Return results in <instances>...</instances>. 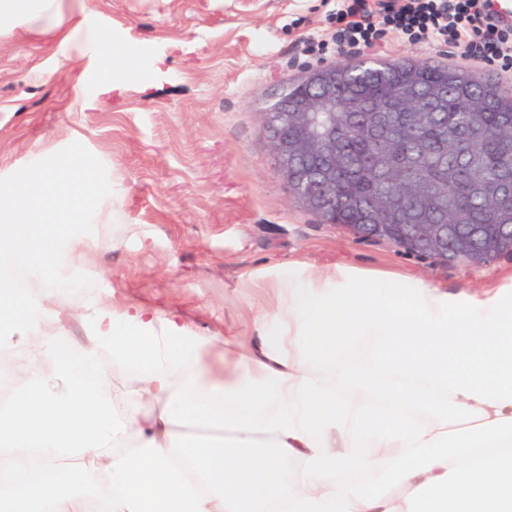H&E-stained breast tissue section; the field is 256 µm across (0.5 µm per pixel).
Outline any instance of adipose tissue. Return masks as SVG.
<instances>
[{"instance_id": "1", "label": "adipose tissue", "mask_w": 512, "mask_h": 512, "mask_svg": "<svg viewBox=\"0 0 512 512\" xmlns=\"http://www.w3.org/2000/svg\"><path fill=\"white\" fill-rule=\"evenodd\" d=\"M128 67L82 0H0V28ZM114 185L72 139L0 173V512H512V287L484 299L347 266L280 265L254 346L64 287L93 271ZM136 365L120 401L59 357ZM380 374L336 378L358 338Z\"/></svg>"}]
</instances>
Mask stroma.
<instances>
[{
	"mask_svg": "<svg viewBox=\"0 0 512 512\" xmlns=\"http://www.w3.org/2000/svg\"><path fill=\"white\" fill-rule=\"evenodd\" d=\"M95 23L128 52L133 83L78 88L91 55L36 32L0 45V171L72 137L121 177L123 223L95 256L97 277L76 276L72 302L108 292L157 309L194 332L248 336L272 292L248 275L271 265L342 264L424 279L482 296L512 282V254L491 264H442L365 241L296 203L274 165L263 123L269 98L306 67L350 49L305 50L330 26L322 0H86ZM370 57L468 68L449 45L388 37Z\"/></svg>",
	"mask_w": 512,
	"mask_h": 512,
	"instance_id": "1",
	"label": "stroma"
}]
</instances>
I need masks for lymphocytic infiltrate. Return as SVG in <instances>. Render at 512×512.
Here are the masks:
<instances>
[{
  "label": "lymphocytic infiltrate",
  "instance_id": "f902f5d3",
  "mask_svg": "<svg viewBox=\"0 0 512 512\" xmlns=\"http://www.w3.org/2000/svg\"><path fill=\"white\" fill-rule=\"evenodd\" d=\"M332 30L310 39L323 54L328 44L371 48L387 34L452 45L467 61L495 66L512 80V25H499L492 0H336Z\"/></svg>",
  "mask_w": 512,
  "mask_h": 512
}]
</instances>
